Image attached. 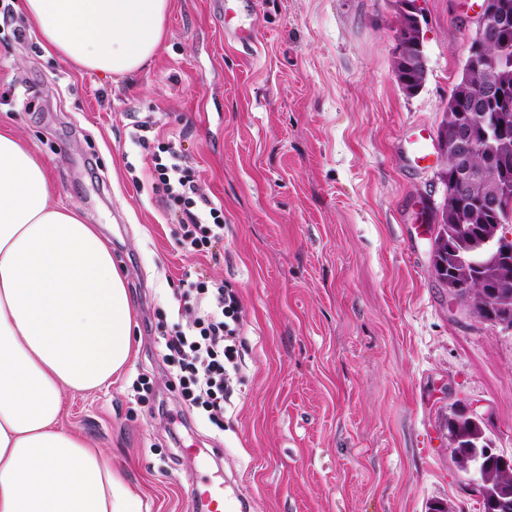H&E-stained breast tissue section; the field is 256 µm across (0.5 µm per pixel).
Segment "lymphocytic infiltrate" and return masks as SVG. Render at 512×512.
<instances>
[{
  "label": "lymphocytic infiltrate",
  "instance_id": "lymphocytic-infiltrate-1",
  "mask_svg": "<svg viewBox=\"0 0 512 512\" xmlns=\"http://www.w3.org/2000/svg\"><path fill=\"white\" fill-rule=\"evenodd\" d=\"M153 192L178 218V242L190 252L212 253L224 240V210L199 191L195 172L172 142H159L148 166ZM189 319L161 338L164 358L176 363L185 404L222 425L224 404L238 379L244 310L238 294L221 281H188L177 292Z\"/></svg>",
  "mask_w": 512,
  "mask_h": 512
}]
</instances>
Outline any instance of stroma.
<instances>
[{
    "mask_svg": "<svg viewBox=\"0 0 512 512\" xmlns=\"http://www.w3.org/2000/svg\"><path fill=\"white\" fill-rule=\"evenodd\" d=\"M0 19V127L46 163L125 277L135 355L101 389L63 394L61 426L107 451L150 512H200L205 480L249 512H480L448 446L453 403L481 402L512 456V330L458 313L433 272L436 135L476 0H419L427 78L394 76L393 0H259L258 43H226L210 0H171L147 68L108 78L47 57L17 8ZM154 114L224 208L215 256L182 251L131 136ZM224 280L246 313L242 378L216 427L189 409L156 338L181 281Z\"/></svg>",
    "mask_w": 512,
    "mask_h": 512,
    "instance_id": "obj_1",
    "label": "stroma"
}]
</instances>
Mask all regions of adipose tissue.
<instances>
[{
	"label": "adipose tissue",
	"instance_id": "ef3b65f1",
	"mask_svg": "<svg viewBox=\"0 0 512 512\" xmlns=\"http://www.w3.org/2000/svg\"><path fill=\"white\" fill-rule=\"evenodd\" d=\"M47 55L108 76L157 56L170 0H21ZM134 316L100 233L0 129V512H149L111 458L60 425L64 391L129 363Z\"/></svg>",
	"mask_w": 512,
	"mask_h": 512
}]
</instances>
